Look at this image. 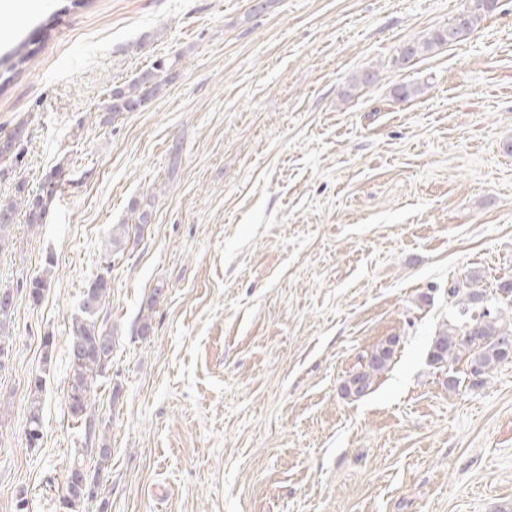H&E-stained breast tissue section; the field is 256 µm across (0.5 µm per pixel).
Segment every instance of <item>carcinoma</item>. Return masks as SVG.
Masks as SVG:
<instances>
[{"label":"carcinoma","instance_id":"1","mask_svg":"<svg viewBox=\"0 0 512 512\" xmlns=\"http://www.w3.org/2000/svg\"><path fill=\"white\" fill-rule=\"evenodd\" d=\"M494 7V0H470L469 7L463 12L464 20L455 21L447 29L434 32L429 38L414 41L406 45L395 62L407 63L424 51H429L437 45L450 44L466 32L478 27ZM30 52L26 44L21 43L0 60L1 63L11 62L6 71L11 72L18 66L26 64ZM160 90L154 73H142L128 84L112 89L113 101L123 105V110L133 112L143 106ZM23 208L27 215V223L40 224L43 221L46 203L38 195L30 194L25 182L20 180L15 187L14 198L9 201L0 200V248L9 241L11 218ZM150 209L141 208L137 221L133 224H115L109 236L107 256H114L126 248L133 237H140L148 223ZM109 286L102 276L97 277L86 288L80 302V317L72 321L71 333L68 336V346L71 360V375L68 386V407L72 416L82 418L90 405L91 387L94 377L102 371L106 359L112 355L114 338L99 322L100 310ZM450 294L458 297L461 314L468 313L470 306L481 304L484 297L472 290L464 294L460 289H449ZM512 337V327L499 323L498 315L486 307L477 317L451 324L438 334L430 350V360L438 365L454 364L465 361L467 371L477 370L480 377L488 375L496 366L507 361L503 353L502 341ZM393 350L390 345L381 344L367 357L361 369L344 382L343 391L349 397H359L370 388L374 378L385 371L391 363ZM43 380L35 378L31 388L29 414L24 436L28 445L36 444L41 438V407L40 393ZM83 473L80 464H73L67 470L62 491L63 502L73 509L94 497V487L87 482L84 486H69V480Z\"/></svg>","mask_w":512,"mask_h":512}]
</instances>
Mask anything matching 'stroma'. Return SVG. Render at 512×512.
Instances as JSON below:
<instances>
[{
    "mask_svg": "<svg viewBox=\"0 0 512 512\" xmlns=\"http://www.w3.org/2000/svg\"><path fill=\"white\" fill-rule=\"evenodd\" d=\"M252 3L0 15V57L33 53L0 87V139L25 129L0 158V199L56 184L42 223L18 215L0 249L15 296L0 512H67L57 485L76 462L99 482L78 512H512V362L476 386L429 358L460 318L454 286L512 322V0L406 64L400 49L469 0ZM159 59V93L109 114L112 89ZM404 85L416 95L398 98ZM149 197L151 224L106 261L113 225ZM101 275L114 348L81 419L67 336ZM390 338L391 365L345 396ZM42 377H36L34 387L31 388V398L29 402V414L26 422L24 436L29 446H36V442L41 438V407L40 393L43 386Z\"/></svg>",
    "mask_w": 512,
    "mask_h": 512,
    "instance_id": "1",
    "label": "stroma"
}]
</instances>
